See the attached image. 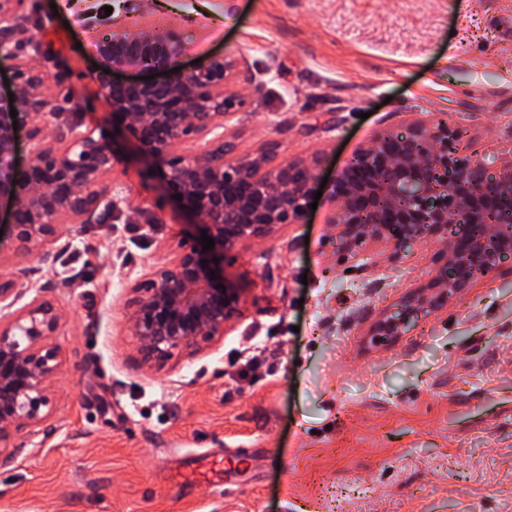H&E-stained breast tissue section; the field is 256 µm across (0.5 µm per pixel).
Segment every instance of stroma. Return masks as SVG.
Instances as JSON below:
<instances>
[{
    "label": "stroma",
    "mask_w": 512,
    "mask_h": 512,
    "mask_svg": "<svg viewBox=\"0 0 512 512\" xmlns=\"http://www.w3.org/2000/svg\"><path fill=\"white\" fill-rule=\"evenodd\" d=\"M181 32L182 59L236 63L240 156L277 143L336 179L386 134L457 129L459 155L512 160V0H24L0 58L43 78L28 132L112 131L91 42ZM119 211L16 256L0 206V278L62 309L61 366L34 445L0 465V512H512V259L447 306L378 340L371 324L426 286L448 244L338 250L322 194L299 223L224 259L242 314L223 342L150 372L128 331L132 286L200 242L125 133Z\"/></svg>",
    "instance_id": "1"
}]
</instances>
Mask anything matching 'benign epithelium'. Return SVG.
Instances as JSON below:
<instances>
[{
	"instance_id": "benign-epithelium-1",
	"label": "benign epithelium",
	"mask_w": 512,
	"mask_h": 512,
	"mask_svg": "<svg viewBox=\"0 0 512 512\" xmlns=\"http://www.w3.org/2000/svg\"><path fill=\"white\" fill-rule=\"evenodd\" d=\"M22 2L0 0L1 30H10ZM190 50L175 31L130 29L119 21L91 44L99 65L95 79L111 108L112 125L131 137L147 170L181 195L183 210L199 218L214 239L210 250L191 246L176 252L132 288L128 330L141 366L151 372L224 340L240 317L242 298L213 259L297 223L316 181L318 160L282 158L275 143L252 155H232L224 142V119L244 104L233 85L236 63L213 58L186 70L180 59ZM129 70L163 71L165 77L114 78ZM40 87L39 77L19 68L13 97L0 95V200L13 204L12 231L21 255L55 242L66 225L88 224L99 208L113 211L118 204L108 177L121 155L94 129L63 146L39 143L25 166H17L10 110L41 109ZM456 138L446 125L383 135L355 155L331 186L344 254L369 240L385 242L395 255L423 238L450 242L426 288L373 322L370 335L379 340L402 335L405 325L468 292L512 256V220H490L495 211L490 202L512 197V162L493 172L478 160L462 159ZM197 139L206 140L201 152L181 149ZM24 294L14 280L0 279V461L5 464L27 445L19 434L26 429L32 436V428L48 417L51 381L60 367L50 343L61 322L59 306L37 295L16 307Z\"/></svg>"
}]
</instances>
